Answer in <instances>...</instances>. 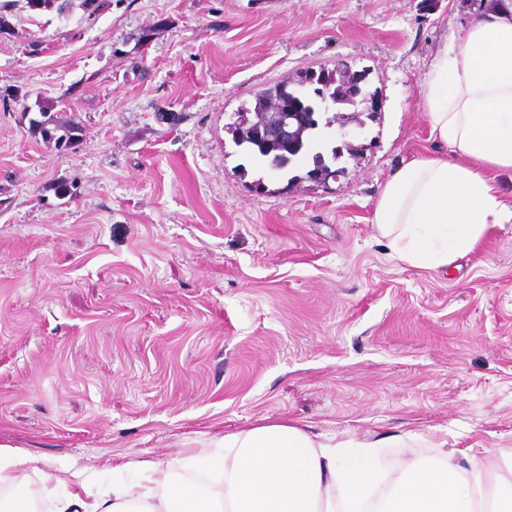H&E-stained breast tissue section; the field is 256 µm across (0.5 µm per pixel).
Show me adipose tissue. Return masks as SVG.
<instances>
[{"label":"adipose tissue","mask_w":512,"mask_h":512,"mask_svg":"<svg viewBox=\"0 0 512 512\" xmlns=\"http://www.w3.org/2000/svg\"><path fill=\"white\" fill-rule=\"evenodd\" d=\"M431 134L445 156L412 159L385 182L372 222L390 254L415 268H443L494 227L512 223L495 180L512 171V0H486L468 26L433 55L422 79ZM224 481L216 492L142 460L137 485L89 497L93 477L69 472L55 512H512V463L487 482L455 453L402 468L384 497L374 444H321L274 420L225 434Z\"/></svg>","instance_id":"obj_1"}]
</instances>
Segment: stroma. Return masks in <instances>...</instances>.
<instances>
[{"instance_id":"1","label":"stroma","mask_w":512,"mask_h":512,"mask_svg":"<svg viewBox=\"0 0 512 512\" xmlns=\"http://www.w3.org/2000/svg\"><path fill=\"white\" fill-rule=\"evenodd\" d=\"M25 2L0 35V96L21 92L0 104V445L37 512L74 466L95 495L143 459L216 489L190 452L267 418L380 441L389 473L450 449L503 466L512 223L419 269L371 222L396 168L447 152L421 83L472 0H112L93 20ZM340 61L382 101L344 174L292 183L235 146L258 90ZM47 100L76 149L30 128Z\"/></svg>"}]
</instances>
